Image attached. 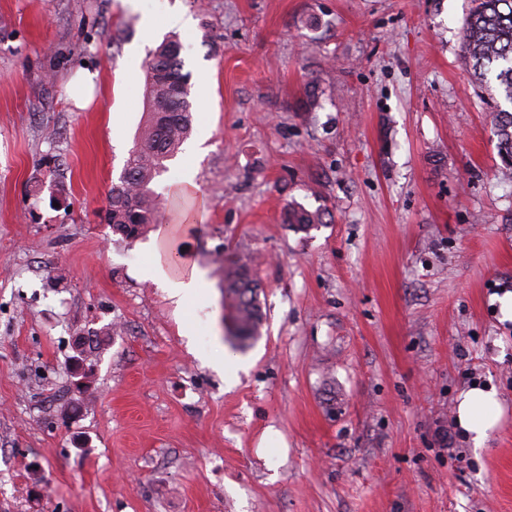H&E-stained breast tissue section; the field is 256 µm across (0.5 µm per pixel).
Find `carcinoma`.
Listing matches in <instances>:
<instances>
[{"label": "carcinoma", "instance_id": "1", "mask_svg": "<svg viewBox=\"0 0 512 512\" xmlns=\"http://www.w3.org/2000/svg\"><path fill=\"white\" fill-rule=\"evenodd\" d=\"M183 46L171 36L151 54L148 69V118L129 153L119 182L112 185L103 219L127 239L154 229L161 220L158 195L150 188L191 130L189 75L183 72ZM464 59L474 77L492 91V122L506 167L512 168V0H475L462 30ZM284 219L303 228L324 223V212L291 207ZM225 300L232 313L233 338L239 342L258 335L264 319L261 287L250 267L224 263ZM95 340L75 356V368L109 346L111 328L94 332Z\"/></svg>", "mask_w": 512, "mask_h": 512}]
</instances>
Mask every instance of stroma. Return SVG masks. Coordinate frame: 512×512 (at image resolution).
Masks as SVG:
<instances>
[{
    "label": "stroma",
    "mask_w": 512,
    "mask_h": 512,
    "mask_svg": "<svg viewBox=\"0 0 512 512\" xmlns=\"http://www.w3.org/2000/svg\"><path fill=\"white\" fill-rule=\"evenodd\" d=\"M470 6L0 0V512H512V177ZM172 33L193 130L151 187L208 286L187 306L147 274L157 231L102 221L147 111L126 58ZM291 205L330 218L302 231ZM221 255L266 312L230 390L202 360L230 324ZM115 322L77 395L74 337ZM475 384L503 408L480 449L455 422ZM96 77V73L87 69L78 70L67 85L71 98L80 105H88L91 102L89 97Z\"/></svg>",
    "instance_id": "stroma-1"
}]
</instances>
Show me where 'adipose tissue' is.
I'll return each mask as SVG.
<instances>
[{"label": "adipose tissue", "mask_w": 512, "mask_h": 512, "mask_svg": "<svg viewBox=\"0 0 512 512\" xmlns=\"http://www.w3.org/2000/svg\"><path fill=\"white\" fill-rule=\"evenodd\" d=\"M169 260L155 259L151 266V275L162 284L170 298L177 304L188 305L202 301L205 297L204 280L199 271L189 274L171 276ZM502 408L495 389L474 385L460 392L457 403V424L467 441L474 446H481L490 431L498 423Z\"/></svg>", "instance_id": "1"}]
</instances>
